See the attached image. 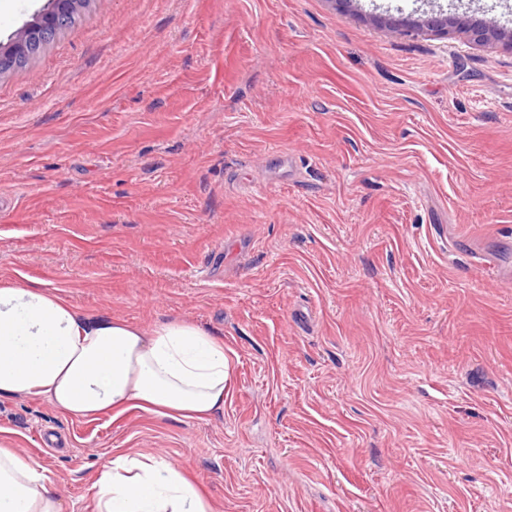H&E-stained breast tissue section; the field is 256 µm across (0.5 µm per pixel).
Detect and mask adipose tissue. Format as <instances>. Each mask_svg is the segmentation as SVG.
<instances>
[{
  "mask_svg": "<svg viewBox=\"0 0 512 512\" xmlns=\"http://www.w3.org/2000/svg\"><path fill=\"white\" fill-rule=\"evenodd\" d=\"M224 342L187 319L137 326L81 311L58 289L0 279V398L39 397L96 419L131 408L207 420L224 409ZM94 512H213L171 460L117 455L90 486ZM0 512H66L49 471L0 439Z\"/></svg>",
  "mask_w": 512,
  "mask_h": 512,
  "instance_id": "adipose-tissue-1",
  "label": "adipose tissue"
}]
</instances>
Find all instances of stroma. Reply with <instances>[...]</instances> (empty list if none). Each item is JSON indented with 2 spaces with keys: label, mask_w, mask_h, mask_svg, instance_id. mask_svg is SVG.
<instances>
[{
  "label": "stroma",
  "mask_w": 512,
  "mask_h": 512,
  "mask_svg": "<svg viewBox=\"0 0 512 512\" xmlns=\"http://www.w3.org/2000/svg\"><path fill=\"white\" fill-rule=\"evenodd\" d=\"M90 0L0 74V278L224 340V411L0 398L93 512L160 452L215 512H512V0ZM48 0H0V43ZM448 21H452L453 23L457 24V27L464 29L467 33H470L471 37L476 42L481 43H489V42H501L503 41L505 45H507L509 48H512V32L505 31L501 28L496 27L495 25H485L484 27H466L464 24H462L458 19L456 18H449L446 16L445 18H435V19H428L425 21V23H420L418 21H409L402 26L405 27V30L407 32L413 31V30H420L424 27H426L429 30L434 29H442L447 28Z\"/></svg>",
  "instance_id": "1"
}]
</instances>
